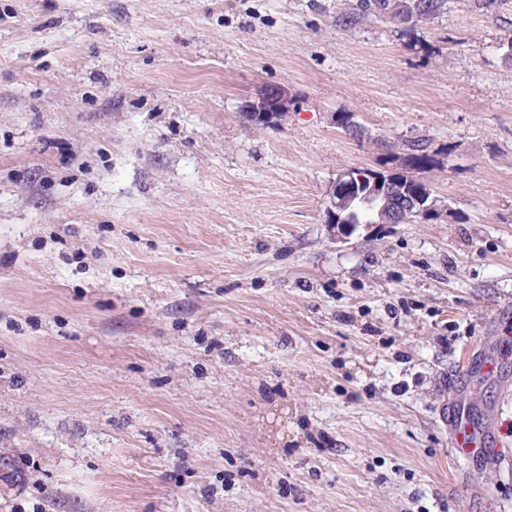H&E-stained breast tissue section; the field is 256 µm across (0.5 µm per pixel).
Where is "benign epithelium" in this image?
<instances>
[{"label": "benign epithelium", "instance_id": "1", "mask_svg": "<svg viewBox=\"0 0 512 512\" xmlns=\"http://www.w3.org/2000/svg\"><path fill=\"white\" fill-rule=\"evenodd\" d=\"M288 111V95L280 87L265 89L258 101L251 105V112L262 122H270ZM380 204L378 212H384L391 206L396 208H416L418 212L431 215L447 210L437 197L426 192L422 196L411 195L408 198H396L392 189V180L384 178L378 172L360 175L356 169L343 171L332 183L326 193L325 213L327 222L338 225V231L346 232L348 217L362 204Z\"/></svg>", "mask_w": 512, "mask_h": 512}]
</instances>
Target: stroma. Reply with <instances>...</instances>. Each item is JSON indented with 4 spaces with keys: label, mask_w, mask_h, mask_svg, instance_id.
<instances>
[{
    "label": "stroma",
    "mask_w": 512,
    "mask_h": 512,
    "mask_svg": "<svg viewBox=\"0 0 512 512\" xmlns=\"http://www.w3.org/2000/svg\"><path fill=\"white\" fill-rule=\"evenodd\" d=\"M511 41L512 0H0V512H512V391L469 384L501 467L440 419L464 351L512 370ZM378 133L448 209L339 234ZM288 95L285 90L280 87L266 88L261 94L258 101L250 106L251 112L262 122H272L288 112ZM403 158L407 161L405 167L412 169H428L435 162L432 155L427 152V146L415 141H405L402 144Z\"/></svg>",
    "instance_id": "1"
}]
</instances>
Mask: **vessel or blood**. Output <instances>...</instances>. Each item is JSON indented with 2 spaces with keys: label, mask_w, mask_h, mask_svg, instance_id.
Here are the masks:
<instances>
[{
  "label": "vessel or blood",
  "mask_w": 512,
  "mask_h": 512,
  "mask_svg": "<svg viewBox=\"0 0 512 512\" xmlns=\"http://www.w3.org/2000/svg\"><path fill=\"white\" fill-rule=\"evenodd\" d=\"M469 376L468 369L458 370L443 422L459 456L467 461L497 466L503 457L498 440L499 411L491 407H472L466 388Z\"/></svg>",
  "instance_id": "1"
}]
</instances>
